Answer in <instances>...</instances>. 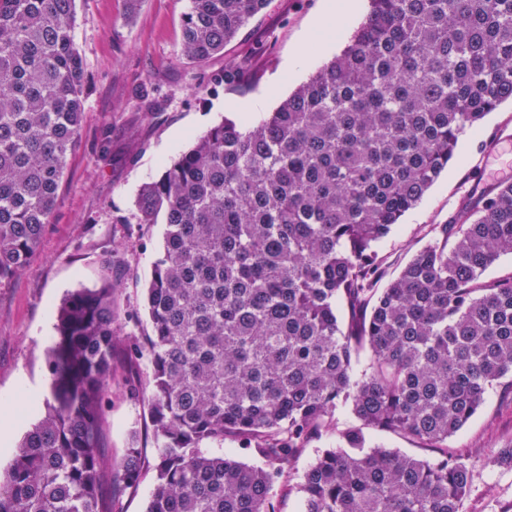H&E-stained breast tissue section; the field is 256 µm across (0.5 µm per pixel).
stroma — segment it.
<instances>
[{"mask_svg": "<svg viewBox=\"0 0 512 512\" xmlns=\"http://www.w3.org/2000/svg\"><path fill=\"white\" fill-rule=\"evenodd\" d=\"M324 2L268 0L222 54L198 64L181 54L190 0H141L133 13L125 0H76L73 38L86 72L82 129L36 255L20 277L0 284V397L25 388L47 397L46 349L59 304L68 292L98 287L104 274H111L118 351L105 399L102 451L107 460L119 462L136 424L143 463L137 488L116 496L111 483H104L107 510L144 512L156 483L147 409L149 356L141 354L132 364L122 353L127 343H147L144 288L163 244V225L138 221V192L185 152L193 137L225 118L258 123L340 53L349 32L298 69L289 67L321 21ZM232 65L239 68L236 82L216 83L215 75ZM257 101L261 111H251ZM499 132L512 134L511 101L460 137L447 170L380 243L386 278L395 277L430 242L432 228L447 223L465 196L489 187L486 151ZM131 375L139 385L134 398L126 391ZM338 442L333 432L308 444L289 482L275 487L278 512H298L296 483L318 450ZM511 443L512 395L497 387L448 441L449 453L468 459L472 467L462 512H512V468L495 462L497 449Z\"/></svg>", "mask_w": 512, "mask_h": 512, "instance_id": "obj_1", "label": "stroma"}]
</instances>
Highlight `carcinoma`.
Segmentation results:
<instances>
[{
  "label": "carcinoma",
  "mask_w": 512,
  "mask_h": 512,
  "mask_svg": "<svg viewBox=\"0 0 512 512\" xmlns=\"http://www.w3.org/2000/svg\"><path fill=\"white\" fill-rule=\"evenodd\" d=\"M348 45L259 125L226 120L139 191L163 224L146 288L158 464L145 512H276L306 445L354 419L298 484L302 512H461L470 466L448 438L512 378V181L469 196L377 289V252L512 100V0H369ZM267 0H191L182 53L224 52ZM75 0H0V283L49 223L83 119ZM112 277L60 305L50 393L0 475V512H104L100 451L115 344ZM352 317L344 331L339 309ZM387 431L436 452L372 446ZM231 435L262 459L207 448ZM130 432L118 464L139 484Z\"/></svg>",
  "instance_id": "cac0c4a2"
}]
</instances>
